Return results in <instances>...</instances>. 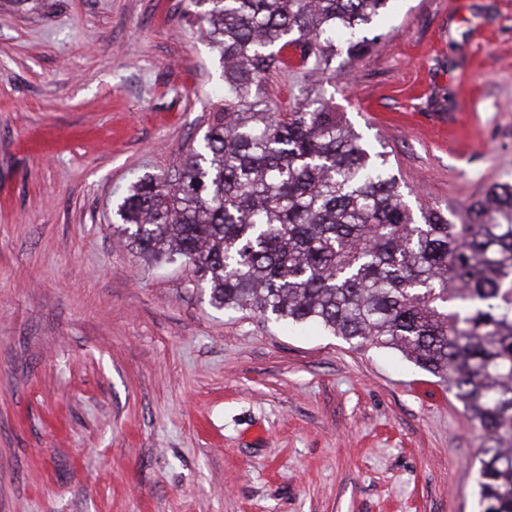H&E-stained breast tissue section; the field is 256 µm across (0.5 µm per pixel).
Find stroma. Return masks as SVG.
I'll return each instance as SVG.
<instances>
[{
  "instance_id": "35a3bbf8",
  "label": "stroma",
  "mask_w": 512,
  "mask_h": 512,
  "mask_svg": "<svg viewBox=\"0 0 512 512\" xmlns=\"http://www.w3.org/2000/svg\"><path fill=\"white\" fill-rule=\"evenodd\" d=\"M184 0H0V512H480L483 433L399 352L211 305L115 216L224 95ZM304 87L457 218L512 183V0H390Z\"/></svg>"
}]
</instances>
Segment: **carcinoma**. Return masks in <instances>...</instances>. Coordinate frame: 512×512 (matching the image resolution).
Masks as SVG:
<instances>
[{"mask_svg":"<svg viewBox=\"0 0 512 512\" xmlns=\"http://www.w3.org/2000/svg\"><path fill=\"white\" fill-rule=\"evenodd\" d=\"M224 60V103L173 176L136 179L117 204L145 259L183 258L226 313L314 322L348 344L400 352L454 388L485 432L483 512H512V184L453 224L412 209L388 152L318 96L279 104L269 77L327 72L374 44L388 0H189Z\"/></svg>","mask_w":512,"mask_h":512,"instance_id":"cac0c4a2","label":"carcinoma"}]
</instances>
